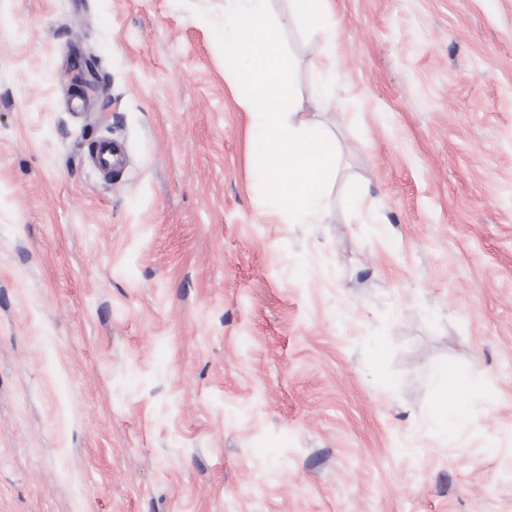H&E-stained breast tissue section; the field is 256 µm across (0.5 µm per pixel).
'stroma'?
Returning <instances> with one entry per match:
<instances>
[{
  "instance_id": "stroma-1",
  "label": "stroma",
  "mask_w": 512,
  "mask_h": 512,
  "mask_svg": "<svg viewBox=\"0 0 512 512\" xmlns=\"http://www.w3.org/2000/svg\"><path fill=\"white\" fill-rule=\"evenodd\" d=\"M225 4L0 0V512H512V0H270L319 224L262 196ZM331 0H290L291 14L305 20L310 29L322 28L323 19L329 13ZM92 159L95 165L104 173L112 171L120 165L122 161V150L111 137L100 139L92 152Z\"/></svg>"
}]
</instances>
